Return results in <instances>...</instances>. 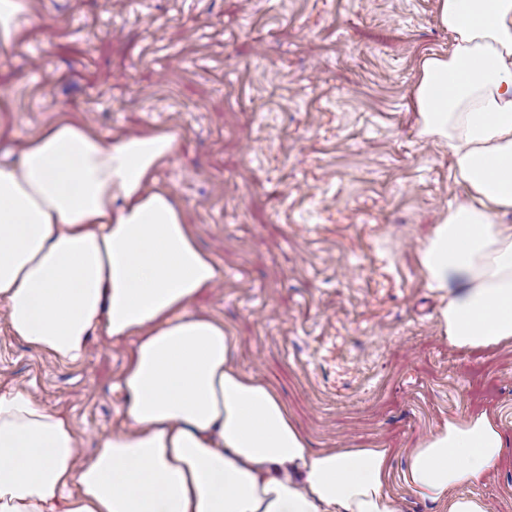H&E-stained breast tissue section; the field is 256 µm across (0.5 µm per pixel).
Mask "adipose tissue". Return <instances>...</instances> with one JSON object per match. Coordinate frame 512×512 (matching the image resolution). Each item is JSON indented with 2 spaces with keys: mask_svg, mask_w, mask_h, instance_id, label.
Returning a JSON list of instances; mask_svg holds the SVG:
<instances>
[{
  "mask_svg": "<svg viewBox=\"0 0 512 512\" xmlns=\"http://www.w3.org/2000/svg\"><path fill=\"white\" fill-rule=\"evenodd\" d=\"M453 36L414 88L422 136L466 189L418 250L455 349L512 342V0H438ZM175 135L103 139L64 114L0 164V314L31 350L82 360L130 342L125 424L83 452L73 423L0 392V512H396L390 451H315L270 385L234 366L223 321L190 307L219 276L176 198L156 185ZM504 448L487 417L449 420L411 449L404 480L448 512H488L458 487Z\"/></svg>",
  "mask_w": 512,
  "mask_h": 512,
  "instance_id": "ef3b65f1",
  "label": "adipose tissue"
}]
</instances>
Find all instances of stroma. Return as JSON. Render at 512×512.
Wrapping results in <instances>:
<instances>
[{"label":"stroma","mask_w":512,"mask_h":512,"mask_svg":"<svg viewBox=\"0 0 512 512\" xmlns=\"http://www.w3.org/2000/svg\"><path fill=\"white\" fill-rule=\"evenodd\" d=\"M453 37L437 0H29L0 49V153L58 113L104 138L173 133L158 172L222 275L192 311L223 319L235 365L275 388L311 448H388L398 512H443L403 479L452 418L500 425L470 494L512 512V344L461 352L418 249L465 189L418 134L422 59ZM127 343L61 364L0 321V390L66 414L85 451L121 426Z\"/></svg>","instance_id":"stroma-1"}]
</instances>
